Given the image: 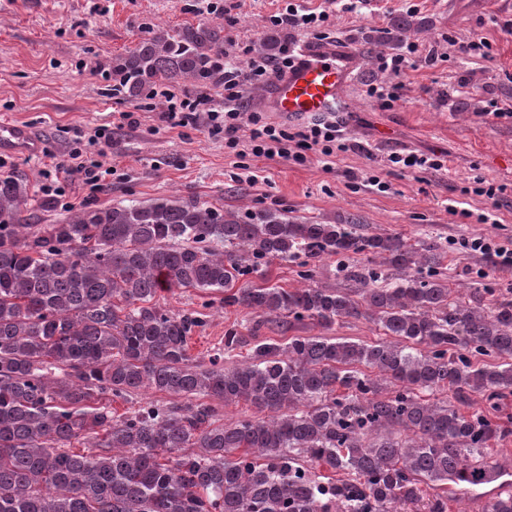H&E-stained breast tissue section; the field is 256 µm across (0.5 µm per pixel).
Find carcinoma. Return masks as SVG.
Masks as SVG:
<instances>
[{"mask_svg":"<svg viewBox=\"0 0 512 512\" xmlns=\"http://www.w3.org/2000/svg\"><path fill=\"white\" fill-rule=\"evenodd\" d=\"M109 69L119 100L207 83L224 25L151 27ZM30 206L26 182L0 179V512H448V485L503 477L488 442L512 434V299L454 295L436 242L193 198L60 224L32 223ZM331 257L336 285L316 284L310 261ZM275 260L308 285L269 284ZM174 288L224 293L254 332L363 318L383 338L234 325L194 365L203 321L161 305ZM144 389L173 401L134 400ZM473 393L487 406L462 410ZM116 399L132 406L117 415ZM213 400L256 415L224 423ZM484 512H512V492Z\"/></svg>","mask_w":512,"mask_h":512,"instance_id":"cac0c4a2","label":"carcinoma"}]
</instances>
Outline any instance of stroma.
<instances>
[{"mask_svg": "<svg viewBox=\"0 0 512 512\" xmlns=\"http://www.w3.org/2000/svg\"><path fill=\"white\" fill-rule=\"evenodd\" d=\"M417 12L400 0L363 6L361 14L336 12L331 31L338 48L360 57L361 74L348 88L349 111L340 113L348 138L358 149L341 155L332 171L314 162L238 157L199 127L172 128L159 120L163 98L119 101L104 92L102 67L133 48L143 24L164 28L186 23H223V12H208L205 0H0V123L29 126L42 142V154L14 155L1 173L29 184L35 222L54 224L85 207L193 197L238 212L284 209L289 215L320 224L356 218L375 233L421 236L447 252L444 274L454 294L473 288H512V270L467 248L468 240L512 239V121L484 115L492 95L512 101V35L501 30L512 19V0H419ZM235 26H225V44L249 46L261 55L270 34L280 42H314L313 34L273 29L268 19L277 0H230ZM486 38L489 57L464 59L448 38ZM414 41L441 59L430 67L394 77L379 72V53L404 50ZM397 81L402 99L383 108L366 94L368 84ZM134 112L138 123L112 133L105 160L114 173L99 192L73 184L64 203L43 197V153L65 159L75 134H92L111 125L114 113ZM444 153L439 172L404 170L387 164L392 152ZM257 175L250 183L242 166ZM377 171L389 185L381 192L366 182ZM504 186L499 209L470 193L476 179ZM467 203L470 217L448 212L450 202ZM494 210L495 222L481 223L478 213ZM240 324L249 332L247 309H206L204 326L189 345L192 361L208 363L224 344V331Z\"/></svg>", "mask_w": 512, "mask_h": 512, "instance_id": "35a3bbf8", "label": "stroma"}]
</instances>
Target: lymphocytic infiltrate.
Wrapping results in <instances>:
<instances>
[{"instance_id": "obj_1", "label": "lymphocytic infiltrate", "mask_w": 512, "mask_h": 512, "mask_svg": "<svg viewBox=\"0 0 512 512\" xmlns=\"http://www.w3.org/2000/svg\"><path fill=\"white\" fill-rule=\"evenodd\" d=\"M331 14L323 10L316 12L291 0L281 11L271 17L273 25L314 31L317 38L327 36ZM296 53L290 44H283L272 58L241 55L225 56L223 105H215L210 95L201 93L166 94V106L159 114L162 122L170 127L203 124L213 135L224 138L228 149L246 147L256 158L272 160L286 159L296 164L316 159L323 170H332L339 154L353 150L354 145L346 138L341 124L335 117L311 123L298 130L267 122L259 112L244 108V93L247 85L265 81L270 72H284L295 62ZM249 128L248 139H241L239 132ZM65 174L64 181L48 180L41 184L42 194L54 197L65 193V181L80 182L92 189H102L112 170L98 159H90L81 148H72L65 161L60 164Z\"/></svg>"}]
</instances>
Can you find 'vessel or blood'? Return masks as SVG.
Listing matches in <instances>:
<instances>
[{"label": "vessel or blood", "instance_id": "obj_1", "mask_svg": "<svg viewBox=\"0 0 512 512\" xmlns=\"http://www.w3.org/2000/svg\"><path fill=\"white\" fill-rule=\"evenodd\" d=\"M358 64L356 53L330 45H302L294 66L273 81L264 103L269 111L295 120L343 111L345 91ZM41 148L28 126L0 123V153L35 155Z\"/></svg>", "mask_w": 512, "mask_h": 512}]
</instances>
